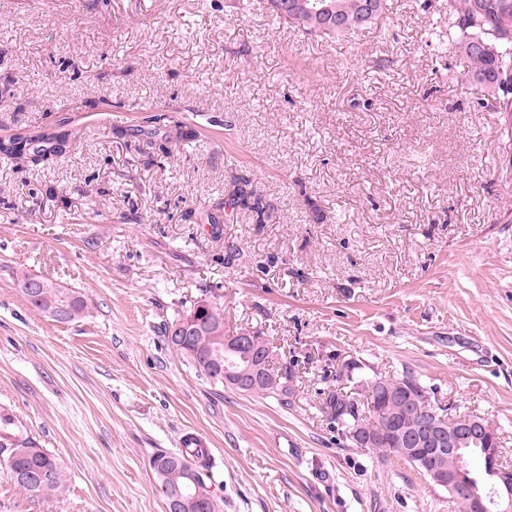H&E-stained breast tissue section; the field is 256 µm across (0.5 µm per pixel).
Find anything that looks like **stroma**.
<instances>
[{
    "label": "stroma",
    "mask_w": 512,
    "mask_h": 512,
    "mask_svg": "<svg viewBox=\"0 0 512 512\" xmlns=\"http://www.w3.org/2000/svg\"><path fill=\"white\" fill-rule=\"evenodd\" d=\"M327 39L263 0H0V406L64 467L0 512H166L149 462L203 435L220 512H458L322 412L345 363L477 414L512 465V132L469 84L446 0H388ZM167 138L143 135L148 115ZM261 212L229 206L235 186ZM78 290L62 323L16 268ZM208 294L296 366L294 406L209 382L167 342ZM66 143V138L62 135L19 136L0 141V154L9 158L40 163L65 152Z\"/></svg>",
    "instance_id": "stroma-1"
}]
</instances>
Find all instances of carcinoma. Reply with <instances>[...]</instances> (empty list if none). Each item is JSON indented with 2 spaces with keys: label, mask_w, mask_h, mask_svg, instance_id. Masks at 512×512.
<instances>
[{
  "label": "carcinoma",
  "mask_w": 512,
  "mask_h": 512,
  "mask_svg": "<svg viewBox=\"0 0 512 512\" xmlns=\"http://www.w3.org/2000/svg\"><path fill=\"white\" fill-rule=\"evenodd\" d=\"M291 7L285 20L289 25L310 35L334 38L355 34L377 24L384 13L386 0H289ZM326 10H318V6ZM448 30L438 34V44L454 48L458 56L470 65L471 81L494 100L493 111L512 118V0H448ZM66 150L62 135L39 134L19 136L0 141V154L14 159L39 163ZM231 203L244 208L260 209L254 193L244 187L235 189ZM15 286L27 304L42 312L59 309L65 321L82 318L89 313L88 303L81 293L71 288H55L53 283L43 289L40 301H34L27 283L34 275L19 268L13 272ZM193 314L203 326L202 333L183 344L174 343V350L195 369L215 384H224L212 371L207 355L222 350L224 358L241 362L238 356L224 351V312L212 300L201 297L184 310ZM273 377L240 392L272 398L281 406H292L297 392L293 365L283 359L272 369ZM364 390L361 411L344 410L343 399L330 392L323 399L322 411L333 417L340 431L355 425L372 439L369 447L383 454L399 451L403 444L421 436L422 421L399 408L395 398L400 395V378L364 377L357 381ZM170 453H160L150 460L163 495L187 481L185 473L170 464ZM189 458L193 474L200 486L208 491L207 471L213 464L206 448H184L178 454ZM0 462L9 470L14 483L33 499L59 497L67 487V475L54 455L39 446L22 423L0 408Z\"/></svg>",
  "instance_id": "carcinoma-1"
}]
</instances>
